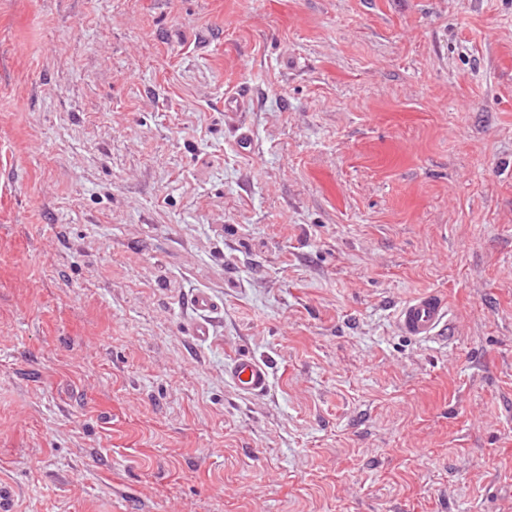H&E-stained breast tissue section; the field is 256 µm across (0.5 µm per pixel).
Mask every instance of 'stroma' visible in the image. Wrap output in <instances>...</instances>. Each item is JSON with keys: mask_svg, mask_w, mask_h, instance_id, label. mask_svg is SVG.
Returning a JSON list of instances; mask_svg holds the SVG:
<instances>
[{"mask_svg": "<svg viewBox=\"0 0 512 512\" xmlns=\"http://www.w3.org/2000/svg\"><path fill=\"white\" fill-rule=\"evenodd\" d=\"M0 512H512V0H0ZM396 324L406 336L423 341H447L449 313L446 301L434 293H423L405 301L398 309ZM229 376L242 391L259 395L267 388L269 373L266 365L258 360L241 357L231 365Z\"/></svg>", "mask_w": 512, "mask_h": 512, "instance_id": "stroma-1", "label": "stroma"}]
</instances>
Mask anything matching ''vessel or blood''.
<instances>
[{
  "label": "vessel or blood",
  "instance_id": "b4317fda",
  "mask_svg": "<svg viewBox=\"0 0 512 512\" xmlns=\"http://www.w3.org/2000/svg\"><path fill=\"white\" fill-rule=\"evenodd\" d=\"M396 324L404 335L423 341H442L449 326L446 301L434 293H423L405 301L396 315ZM229 376L242 391L259 395L268 385V370L258 360L241 357L230 367Z\"/></svg>",
  "mask_w": 512,
  "mask_h": 512
}]
</instances>
